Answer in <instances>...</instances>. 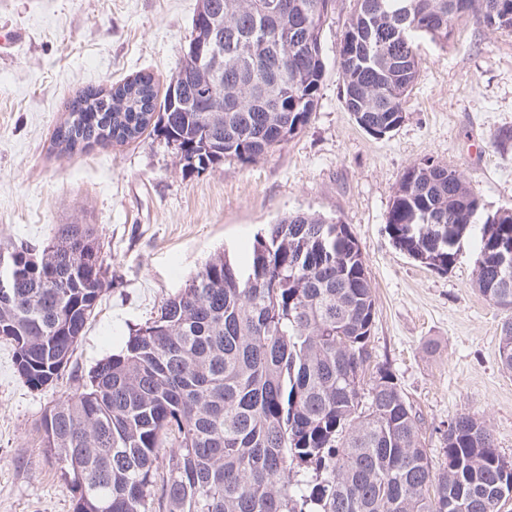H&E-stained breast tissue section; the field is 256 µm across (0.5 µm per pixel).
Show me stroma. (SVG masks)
Masks as SVG:
<instances>
[{
	"label": "stroma",
	"mask_w": 512,
	"mask_h": 512,
	"mask_svg": "<svg viewBox=\"0 0 512 512\" xmlns=\"http://www.w3.org/2000/svg\"><path fill=\"white\" fill-rule=\"evenodd\" d=\"M198 0H0V30L23 38L0 54V250L43 249L64 224L94 225L112 286L62 376L31 389L0 340V512H74L42 447L41 418L74 395L131 328L152 321L215 254L245 260L277 216L317 213L348 224L365 258L376 316L368 349L423 419L442 465L449 420L467 413L512 458V375L498 361L501 309L476 290L474 238L448 273L396 249L387 215L404 172L433 159L455 166L485 212L512 208V31L456 22L447 46L418 41L420 73L393 132L373 136L346 111L336 50L354 0H335L323 27L325 75L310 123L251 163L183 172L154 134L65 155L52 136L65 104L89 86L140 73L168 84Z\"/></svg>",
	"instance_id": "35a3bbf8"
}]
</instances>
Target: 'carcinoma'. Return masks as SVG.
<instances>
[{"label":"carcinoma","mask_w":512,"mask_h":512,"mask_svg":"<svg viewBox=\"0 0 512 512\" xmlns=\"http://www.w3.org/2000/svg\"><path fill=\"white\" fill-rule=\"evenodd\" d=\"M203 0L190 41L208 33L288 29L311 44L305 60L224 59L190 96L222 112L171 108L149 74L112 88L89 86L65 105L53 146L72 153L124 144L146 130L174 145L182 169L201 173L228 158L253 162L311 121L325 74L321 33L334 0ZM460 19L512 30V0H355L336 63L347 112L383 136L404 120L419 76L415 42L443 47ZM373 33L367 55L360 40ZM479 251L475 286L507 312L498 358L512 374V270L498 267L512 241V208L483 214L458 170L424 162L402 176L387 217L396 249L448 272L466 225ZM321 239L331 256L296 264L297 245ZM239 264L212 258L152 321L130 330L125 348L100 360L78 395L53 405L42 443L74 494V512H509L512 458L490 429L459 414L443 435L435 470L422 418L392 373L369 371L376 308L364 257L348 225L289 213L255 237ZM110 280L92 224H64L42 264L0 296V338L34 390L70 364ZM311 472L298 480L300 472Z\"/></svg>","instance_id":"cac0c4a2"}]
</instances>
